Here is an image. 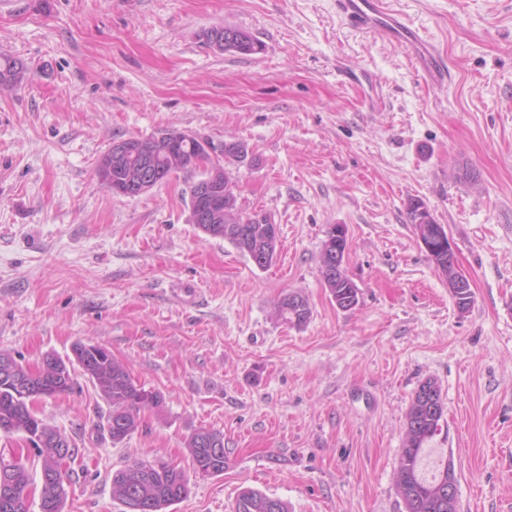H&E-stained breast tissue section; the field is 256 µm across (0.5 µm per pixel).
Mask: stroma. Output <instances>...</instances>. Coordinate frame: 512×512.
I'll return each mask as SVG.
<instances>
[{"instance_id":"stroma-1","label":"stroma","mask_w":512,"mask_h":512,"mask_svg":"<svg viewBox=\"0 0 512 512\" xmlns=\"http://www.w3.org/2000/svg\"><path fill=\"white\" fill-rule=\"evenodd\" d=\"M387 2L438 48L446 84L335 0H0V54L27 66L0 91V353L34 367L100 345L163 396L118 443L85 376L35 401L79 450L64 512H123L112 477L135 459L186 473L168 512H232L247 488L289 512H407L394 476L428 380L445 409L425 470L453 461L459 512H512V0ZM216 25L260 51L213 52ZM168 130L245 144L229 169L239 207L278 226L271 266L193 224L201 167L135 198L101 185L113 142ZM416 200L447 227L467 311ZM335 224L349 310L321 273ZM289 294L309 303L303 326L275 314ZM201 428L224 434L223 474L192 466ZM455 270L457 273L456 277L451 281L450 284H448V288L450 290L452 288L458 289V292L455 293L453 298L455 299L458 309L464 312L468 310V308L471 305L473 292L470 285H468V288H466L467 282H470L468 276L465 273H463L460 269L456 268V266ZM461 275H463L464 278Z\"/></svg>"}]
</instances>
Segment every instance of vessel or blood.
<instances>
[{
	"label": "vessel or blood",
	"instance_id": "b4317fda",
	"mask_svg": "<svg viewBox=\"0 0 512 512\" xmlns=\"http://www.w3.org/2000/svg\"><path fill=\"white\" fill-rule=\"evenodd\" d=\"M336 10L352 26L394 41L399 34L408 33L417 69L429 83L448 79V66L432 44L417 32L409 31L400 13L387 9L383 0H336Z\"/></svg>",
	"mask_w": 512,
	"mask_h": 512
}]
</instances>
